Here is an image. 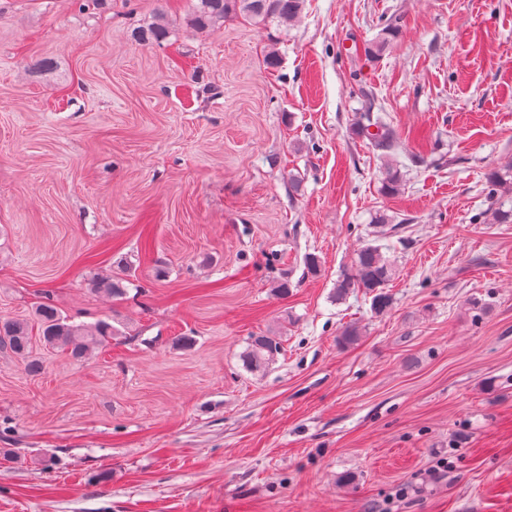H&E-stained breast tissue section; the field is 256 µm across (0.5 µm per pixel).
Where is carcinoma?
Returning <instances> with one entry per match:
<instances>
[{
  "mask_svg": "<svg viewBox=\"0 0 512 512\" xmlns=\"http://www.w3.org/2000/svg\"><path fill=\"white\" fill-rule=\"evenodd\" d=\"M304 6V0H198L190 24L197 30H205L224 22L230 13H240L263 24L277 21L287 23L296 20ZM169 29L163 19L151 23L135 32L143 42H161L167 39ZM355 131L369 141L374 151L389 157L395 150L397 138L394 131L380 116L372 112L361 114ZM402 177L398 169L388 166L382 185V192L391 195L398 192ZM509 193L507 179L493 172L488 177V196L494 207L491 208L493 220L500 224L512 221V208L504 209V203L498 201V193ZM396 275L393 262L382 252L378 245L366 244L358 248L352 260L351 268L336 280L334 294L336 300L344 299L357 289L371 298L372 309L378 315L388 313L393 306V298L388 285ZM124 279L110 276H97L92 279L93 290L110 297H121L126 288ZM34 317L40 340L51 348H60L73 359L86 357L94 345L107 336L117 334L112 324L100 320L94 324H73L63 316L58 308L50 303L36 307ZM32 340V326L24 319L0 318V351L27 362L31 371L39 365L29 360ZM282 343L278 336H253L241 358L246 369L260 371L281 353Z\"/></svg>",
  "mask_w": 512,
  "mask_h": 512,
  "instance_id": "cac0c4a2",
  "label": "carcinoma"
}]
</instances>
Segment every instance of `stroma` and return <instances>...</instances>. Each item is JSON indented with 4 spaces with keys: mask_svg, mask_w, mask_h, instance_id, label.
Instances as JSON below:
<instances>
[{
    "mask_svg": "<svg viewBox=\"0 0 512 512\" xmlns=\"http://www.w3.org/2000/svg\"><path fill=\"white\" fill-rule=\"evenodd\" d=\"M196 2L0 0V317L119 330L80 361L33 339L37 373L0 353V512H512V224L486 199L512 165V0L204 31ZM161 13L166 41L133 39ZM395 14L381 57L353 53ZM364 89L399 136L392 196L353 132ZM369 242L397 266L382 316L333 297ZM122 256L136 286L94 292ZM263 334L285 351L253 373ZM282 349L281 339L278 336H253L241 358L246 369L256 372L265 369Z\"/></svg>",
    "mask_w": 512,
    "mask_h": 512,
    "instance_id": "obj_1",
    "label": "stroma"
}]
</instances>
